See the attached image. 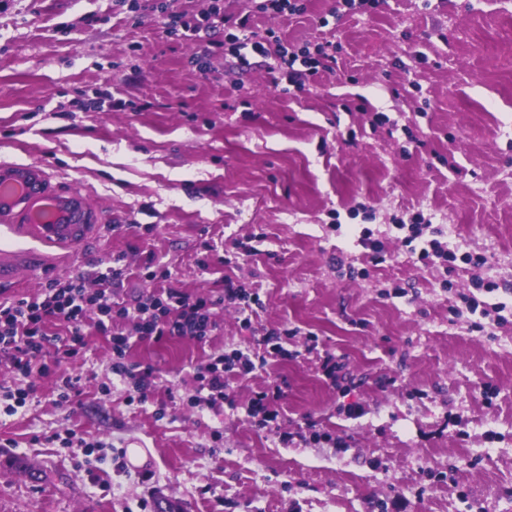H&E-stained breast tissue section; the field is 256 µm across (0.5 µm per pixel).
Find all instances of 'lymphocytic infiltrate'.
<instances>
[{
    "instance_id": "obj_1",
    "label": "lymphocytic infiltrate",
    "mask_w": 512,
    "mask_h": 512,
    "mask_svg": "<svg viewBox=\"0 0 512 512\" xmlns=\"http://www.w3.org/2000/svg\"><path fill=\"white\" fill-rule=\"evenodd\" d=\"M221 27L231 29L230 40L240 48L251 49L262 58L269 57L270 36L256 31L249 17L237 18L217 9L192 25L197 33ZM277 60L282 78L299 91L305 89L313 76L331 69L336 62L335 56L323 51L299 60L281 54ZM129 276L123 256L118 255L105 272L99 273L96 290H88L83 277L78 276L65 282H49L37 296L0 302V363L9 364L27 379L26 386L16 388L12 394L15 407L26 405L37 390L38 378L54 374L60 365L81 354L93 333L110 340L112 375L131 385L137 401H145L155 385L154 371L149 366L128 363L132 335L126 332V324H134L135 333L143 338L168 336L202 342L216 327L215 307L225 303L248 306L259 301L257 294L230 283L214 299L194 297L167 284L159 292L129 304L113 301V289L121 287ZM260 342L264 354L234 350L210 355L198 365L197 401L208 405L224 402L229 397L231 379L264 368L267 355H289L277 333H267Z\"/></svg>"
}]
</instances>
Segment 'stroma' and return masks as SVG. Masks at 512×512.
<instances>
[{
    "label": "stroma",
    "mask_w": 512,
    "mask_h": 512,
    "mask_svg": "<svg viewBox=\"0 0 512 512\" xmlns=\"http://www.w3.org/2000/svg\"><path fill=\"white\" fill-rule=\"evenodd\" d=\"M154 3L0 0V165L83 197L92 224L65 248L0 222V254L20 258L5 297L77 276L93 288L113 255L136 268L152 253L174 287L218 296L230 280L263 307L248 329L216 308L202 343L136 341L130 363L156 375L139 407L102 336L64 368L79 402L57 405L52 375L17 413L0 394V512L162 498L179 512H512V0H305L281 16L259 0ZM215 5L288 54L335 47L334 68L286 91L273 60L243 69L230 47L204 53L162 24ZM419 213L449 262L403 245L396 225ZM469 296L506 303L505 322L471 313ZM270 330L291 358L236 380L229 403L191 405L198 364L253 352ZM311 335L343 356L338 386L305 354ZM272 385L279 417L263 426L250 398ZM68 429L105 460L60 447Z\"/></svg>",
    "instance_id": "1"
}]
</instances>
